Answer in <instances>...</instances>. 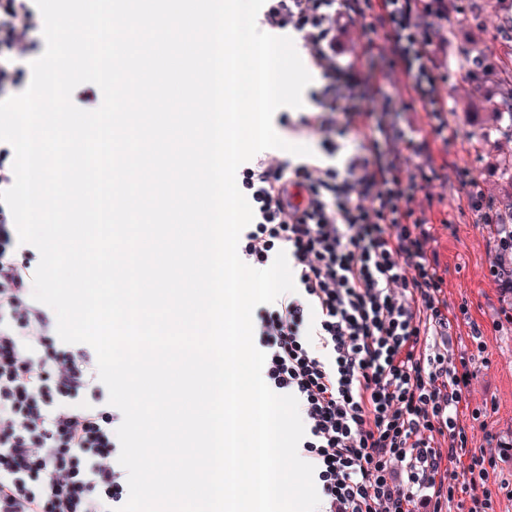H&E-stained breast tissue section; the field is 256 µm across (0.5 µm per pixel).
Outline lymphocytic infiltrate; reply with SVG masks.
Wrapping results in <instances>:
<instances>
[{
  "label": "lymphocytic infiltrate",
  "mask_w": 512,
  "mask_h": 512,
  "mask_svg": "<svg viewBox=\"0 0 512 512\" xmlns=\"http://www.w3.org/2000/svg\"><path fill=\"white\" fill-rule=\"evenodd\" d=\"M257 23L294 34L324 79L295 125L324 132L321 154L296 166L265 155L237 173L254 211L239 252L256 267L281 251L294 260L296 289L256 310L254 341L266 384L299 401V446L323 512H496L497 462L468 434L483 414L468 401L483 332L471 323L469 345L453 350L450 330L468 310L449 309L434 212L414 206L439 176L432 145L450 128L439 73L448 0H265ZM355 25L368 39L343 69L336 57ZM42 29L34 0H0V94L25 82L22 62ZM379 56L419 104L421 139L359 107L350 76L366 71L379 89ZM351 131L362 144L340 154ZM456 176L495 250L512 253V225L495 201L470 168ZM17 245L0 203V512H115L128 498L122 414L108 403L94 349L59 342Z\"/></svg>",
  "instance_id": "f902f5d3"
}]
</instances>
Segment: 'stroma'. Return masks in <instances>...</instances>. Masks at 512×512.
Returning a JSON list of instances; mask_svg holds the SVG:
<instances>
[{
  "mask_svg": "<svg viewBox=\"0 0 512 512\" xmlns=\"http://www.w3.org/2000/svg\"><path fill=\"white\" fill-rule=\"evenodd\" d=\"M448 54L441 65L450 75L448 109L456 137L447 146L449 167L427 187L435 217L447 218L437 227L440 259L448 267L450 307L467 305L482 328L486 351L475 360L476 376L469 400L486 406L480 425L471 431L474 447L484 446L487 433L512 439V323L503 320L498 290L489 274L496 254L489 226L476 223L455 179L458 166L470 168L493 197H500L505 160L512 158V120H489L501 104L506 86L490 83L476 89L463 81L465 53L488 51L512 62V41L493 40L501 11L496 0H448Z\"/></svg>",
  "mask_w": 512,
  "mask_h": 512,
  "instance_id": "obj_1",
  "label": "stroma"
}]
</instances>
